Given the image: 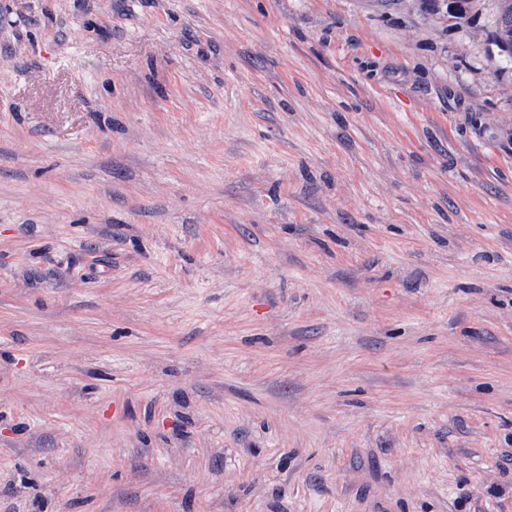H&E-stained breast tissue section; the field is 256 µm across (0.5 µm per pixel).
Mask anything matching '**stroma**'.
<instances>
[{"instance_id":"stroma-1","label":"stroma","mask_w":512,"mask_h":512,"mask_svg":"<svg viewBox=\"0 0 512 512\" xmlns=\"http://www.w3.org/2000/svg\"><path fill=\"white\" fill-rule=\"evenodd\" d=\"M0 0V512H512L498 0Z\"/></svg>"}]
</instances>
